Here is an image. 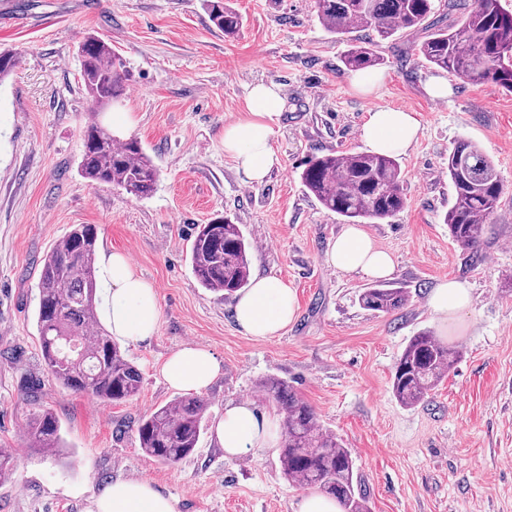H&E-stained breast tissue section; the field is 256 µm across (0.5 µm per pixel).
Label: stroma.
I'll return each mask as SVG.
<instances>
[{"label":"stroma","mask_w":512,"mask_h":512,"mask_svg":"<svg viewBox=\"0 0 512 512\" xmlns=\"http://www.w3.org/2000/svg\"><path fill=\"white\" fill-rule=\"evenodd\" d=\"M8 0L0 49L19 64L0 82V446L18 454L0 484V512H87L89 498L117 478L146 479L178 512H295L304 490L285 477L278 450L228 461L212 428L226 402L277 414L260 384L286 381L341 439L355 460L371 512H512V93L494 83L448 79V96L425 91L432 69L417 64L421 34L381 44L377 96L350 86L342 58L363 38L328 32L313 0H231L244 17L237 40L210 22L202 0ZM90 33L122 55L134 80L124 99L95 112L84 91L77 47ZM284 90L273 146L281 159L263 185L242 182L224 154V126L241 118L252 85ZM416 113L421 131L398 162L407 204L366 225L391 253L390 285L408 303L375 314L358 303L373 279L326 262L346 227L306 193V160L362 152L370 110ZM135 116L121 137L137 138L158 169L144 197L78 174L91 116L110 124ZM476 144L504 185L478 251L460 247L442 217L453 201L448 153ZM235 216L254 242L252 275L295 288L298 311L276 339L256 340L236 325L233 303L203 288L188 250L194 227ZM76 224H93L98 247L126 252L157 290L156 335L125 345L141 373L139 393L103 405L57 384L41 358L35 311L40 269ZM456 278L473 302L446 335L428 307L430 290ZM428 331L461 356L426 399L401 405L391 391L395 363L413 336ZM209 349L221 374L203 391L207 428L192 455L162 465L145 455L137 422L178 398L161 367L178 348ZM39 383L37 397L28 387ZM59 418L67 446L46 457L30 448L25 422L36 411Z\"/></svg>","instance_id":"35a3bbf8"}]
</instances>
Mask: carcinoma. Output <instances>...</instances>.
Here are the masks:
<instances>
[{
	"label": "carcinoma",
	"mask_w": 512,
	"mask_h": 512,
	"mask_svg": "<svg viewBox=\"0 0 512 512\" xmlns=\"http://www.w3.org/2000/svg\"><path fill=\"white\" fill-rule=\"evenodd\" d=\"M210 21L224 37L236 38L242 16L228 0H203ZM316 16L331 33L354 29L371 38L351 46L343 57L349 71L383 63L379 43L424 28L435 13V0H314ZM458 15L416 45L417 59L471 83L494 82L512 92V13L500 0H448ZM81 75L95 111L121 100L132 75L121 56L101 37L90 34L79 46ZM17 54L0 51V81L17 67ZM80 176L90 185L110 184L141 197L149 194L158 171L135 138L120 140L96 119L83 131ZM307 193L321 206L349 222L371 223L393 218L406 206L401 168L390 154L328 153L307 160L300 174ZM448 179L454 202L443 216L450 237L465 249L478 248L486 225L496 214L504 186L493 162L468 141L448 153ZM97 228L75 224L44 259L38 281L36 312L42 359L63 388L102 404L133 399L140 388L137 367L125 356L98 317ZM253 245L240 225L217 216L195 228L190 251L192 271L202 287L230 299L248 287ZM408 301L404 288L375 285L359 295L361 306L390 313ZM460 358L428 332L409 341L394 368L392 392L404 406H414L434 390ZM262 390L280 414V463L288 480L317 488L338 501L343 512H370L366 493L358 489L351 451L319 423L313 408L291 386L269 379ZM207 402L178 398L143 418L137 428L142 451L164 464L191 455L204 430ZM29 446L52 455L63 445L61 422L51 411L32 414L26 424ZM15 454L0 448V483L11 479Z\"/></svg>",
	"instance_id": "obj_1"
}]
</instances>
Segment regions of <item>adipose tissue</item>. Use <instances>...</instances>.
<instances>
[{
  "mask_svg": "<svg viewBox=\"0 0 512 512\" xmlns=\"http://www.w3.org/2000/svg\"><path fill=\"white\" fill-rule=\"evenodd\" d=\"M244 117L224 127V153L231 157L244 183L262 184L281 160L272 146L274 124L284 101L277 86L257 84L248 93ZM420 121L415 113L378 108L368 114L361 129L362 141L377 153H403L416 141ZM329 265L368 278H384L394 270L391 255L378 249L362 228L350 226L330 244ZM101 292L100 315L113 336L133 344L150 340L158 331L161 305L154 285L138 275L127 254L102 250L97 264ZM431 312L444 324H458L471 306L469 288L450 279L440 281L428 296ZM240 329L257 340L278 337L297 314V294L287 281L273 276L256 277L239 295L233 308ZM220 372L211 351L187 345L174 351L161 373L171 388L185 392L206 390ZM214 435L225 456L236 457L275 448L279 441L276 417L258 413L251 405L227 402ZM88 512H177L172 498L159 493L146 480L115 479L90 498Z\"/></svg>",
  "mask_w": 512,
  "mask_h": 512,
  "instance_id": "obj_1",
  "label": "adipose tissue"
}]
</instances>
